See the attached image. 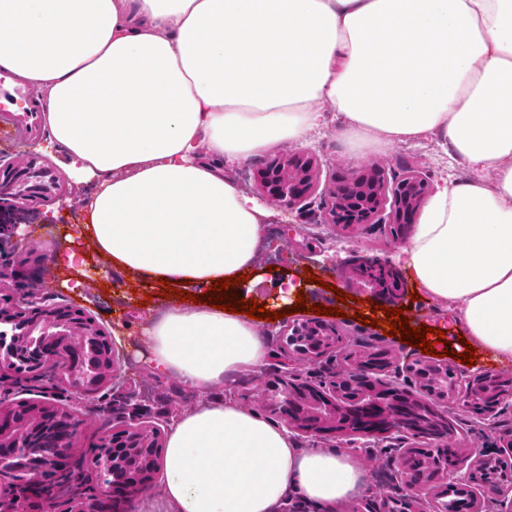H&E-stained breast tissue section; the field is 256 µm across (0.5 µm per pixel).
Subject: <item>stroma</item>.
Returning <instances> with one entry per match:
<instances>
[{
    "label": "stroma",
    "mask_w": 512,
    "mask_h": 512,
    "mask_svg": "<svg viewBox=\"0 0 512 512\" xmlns=\"http://www.w3.org/2000/svg\"><path fill=\"white\" fill-rule=\"evenodd\" d=\"M340 120L329 117L326 124L311 135L307 147L281 146L252 160L236 165L234 177L249 193L263 197L261 172L274 160L291 158L311 159V191L295 207H277V215L268 226L261 245L256 272L264 280L261 295L267 310L278 312L276 320L260 324L261 334L271 339L275 354L271 367L247 382L232 384L236 402L244 409L257 412L279 425H286L287 417L272 410L268 397L258 396V389L269 387L276 381L280 370L298 375L300 380L312 384L328 382L340 369L344 356L354 350L381 348L387 351L388 368L383 378L390 379L414 394L422 389L408 364L421 358L420 349L401 342L399 337L384 335L382 329L371 326L375 307L381 299L363 290L360 283L348 274V262L359 255L382 263L395 264L407 295L401 304L414 326H428L443 330L449 346L460 341L461 331L455 328L450 314L439 312L433 302L419 297L409 269L396 264L395 256L402 244L400 238L390 233L385 219L390 215L389 199H382V223L365 224L347 228L334 223L329 214L331 200L328 189L337 178L351 169L378 167L384 176L385 189H393L403 178L416 175L425 179L429 188H436L443 179L467 175L465 166L455 161L446 144L429 137L409 145L400 144L384 150L369 149L363 158L353 156L352 149L337 140L334 131ZM46 140L44 128L12 138L0 136V165H13L22 169L28 165L45 170L51 189L39 193L30 204V211L18 225L11 239L0 242V267L12 272L13 281L8 290L15 300L41 304L60 303L83 310L106 332L117 345L116 375L114 383L101 387L85 396L83 401L73 399L68 385L57 380L44 379L16 383L0 380V400L8 403L36 404L45 398L74 411L81 425L77 436L75 456L80 460V489L83 493L97 495L101 488L88 460L102 437L111 433L118 423L113 413L119 410L126 392L140 393V420L157 431L159 438H166L169 419L173 412L192 406L196 392L177 375L152 370L134 346L141 326L156 317L167 301L161 287H143L122 275L106 269L103 260L91 253L89 245L80 239L75 229L85 223L87 215L82 206L83 193L92 192V185L82 191L72 187L73 179L67 169L51 160L42 150ZM320 224L325 228L321 238L312 237L308 228ZM75 253L82 262L83 284H76L65 270L51 267V259L58 253ZM317 276V283H310V276ZM292 281L298 292L304 293L308 305L342 306L343 315L333 321L341 337L340 343L323 356L303 357L286 350L290 322H303L306 313H292L281 318L283 305L275 289L276 282ZM349 294L347 304H338L337 293ZM147 296V303H140V296ZM364 313V321H357V313ZM440 408L457 421L456 436L467 443L466 465H477L488 459L502 445V429L512 428V408L502 410L495 420L475 416L459 405L456 397L441 401ZM296 440L305 446L314 444L321 448H355L347 437L336 433H296ZM380 459H369L367 448L358 449L369 460L367 477L373 496L394 495L397 486L403 485L402 459L393 439H385Z\"/></svg>",
    "instance_id": "1"
}]
</instances>
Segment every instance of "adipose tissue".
<instances>
[{
  "label": "adipose tissue",
  "mask_w": 512,
  "mask_h": 512,
  "mask_svg": "<svg viewBox=\"0 0 512 512\" xmlns=\"http://www.w3.org/2000/svg\"><path fill=\"white\" fill-rule=\"evenodd\" d=\"M0 70L35 86L111 271L185 288L250 275L273 209L225 161L336 137L429 136L472 172L438 186L399 257L476 351L512 364V0H0ZM198 394L172 421L161 512H345L353 451L301 447L215 388L268 367L250 317L173 301L139 337Z\"/></svg>",
  "instance_id": "1"
}]
</instances>
